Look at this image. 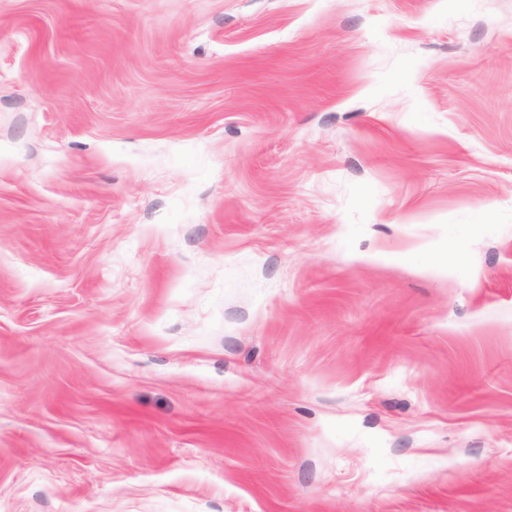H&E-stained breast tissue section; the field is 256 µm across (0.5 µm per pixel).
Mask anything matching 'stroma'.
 <instances>
[{
  "label": "stroma",
  "instance_id": "obj_1",
  "mask_svg": "<svg viewBox=\"0 0 512 512\" xmlns=\"http://www.w3.org/2000/svg\"><path fill=\"white\" fill-rule=\"evenodd\" d=\"M0 512H512V0H0Z\"/></svg>",
  "mask_w": 512,
  "mask_h": 512
}]
</instances>
